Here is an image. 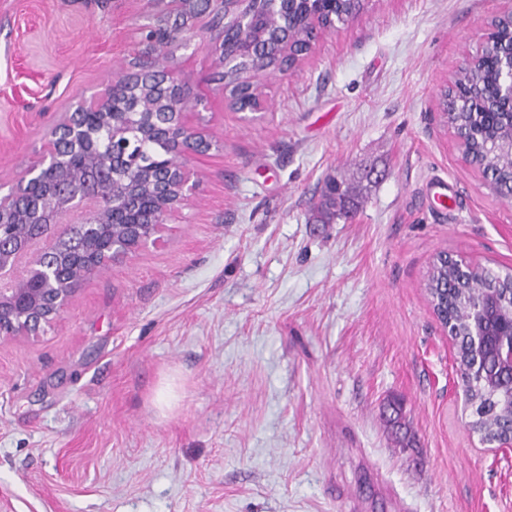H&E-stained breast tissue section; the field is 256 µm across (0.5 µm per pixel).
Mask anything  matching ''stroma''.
<instances>
[{
    "label": "stroma",
    "mask_w": 512,
    "mask_h": 512,
    "mask_svg": "<svg viewBox=\"0 0 512 512\" xmlns=\"http://www.w3.org/2000/svg\"><path fill=\"white\" fill-rule=\"evenodd\" d=\"M239 112L214 56L173 67L210 142L188 201L0 337V512H512V449L466 425L424 283L439 253L512 269V202L466 164L445 90L503 0H363ZM152 0H0V184L143 60ZM350 219L316 221L322 181ZM435 176L461 207L438 216ZM402 426L388 425L389 403ZM356 188L343 179L328 178L321 192L320 212L327 220L349 218L358 208Z\"/></svg>",
    "instance_id": "obj_1"
}]
</instances>
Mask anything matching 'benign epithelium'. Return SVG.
I'll return each mask as SVG.
<instances>
[{
	"label": "benign epithelium",
	"instance_id": "1",
	"mask_svg": "<svg viewBox=\"0 0 512 512\" xmlns=\"http://www.w3.org/2000/svg\"><path fill=\"white\" fill-rule=\"evenodd\" d=\"M259 0H224L233 11L230 25L224 27L220 44L203 42L217 56L224 70H232L239 82L247 88L249 98L233 95L231 100L239 112L260 109L257 71L246 55L228 53L226 47L237 33L254 21V4ZM500 87L497 102L501 109L512 112V51L500 55ZM167 100L176 107L159 112L153 100ZM185 100L184 84L172 70L159 71L150 64L136 72H127L113 80L102 92L80 102L74 111L64 113L49 135L40 160L27 168L18 183L7 192H1L0 213L13 212L29 202L41 212L37 221L26 225L22 237L8 239L0 235V276L10 269L14 258L24 252L31 241L45 240L49 247L33 256L25 274L37 273L42 287L31 292L22 288H0V335L29 336L66 311L75 292L76 278L62 269L57 258L61 239H71L78 225L97 227L103 223H118L121 214L112 206V193L102 194L99 185L83 192L73 191L65 175L74 158L95 156L98 153L99 127L109 123L112 142L129 141V135L139 133L144 139L164 146L174 162L162 165L151 177L155 205L149 220L131 225L127 236H114L102 250L103 267L107 262L126 254L157 232L168 212L188 200L190 188L182 159L203 152L205 139L191 134L183 122L178 105ZM120 113L125 120L117 122L113 115ZM488 316L478 315L471 332L473 346L484 347Z\"/></svg>",
	"mask_w": 512,
	"mask_h": 512
}]
</instances>
